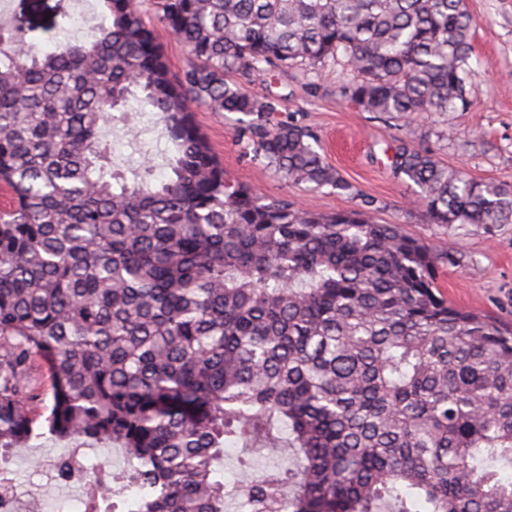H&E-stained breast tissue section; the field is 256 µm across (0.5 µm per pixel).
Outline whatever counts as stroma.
I'll list each match as a JSON object with an SVG mask.
<instances>
[{
    "label": "stroma",
    "instance_id": "35a3bbf8",
    "mask_svg": "<svg viewBox=\"0 0 512 512\" xmlns=\"http://www.w3.org/2000/svg\"><path fill=\"white\" fill-rule=\"evenodd\" d=\"M15 24L27 39L47 51L57 43L62 26L58 0H8ZM474 19L472 65L466 108L436 112L412 122L394 115L366 112L340 92V68L329 62L318 69L296 66L252 78L250 90L273 96L277 116L310 129L320 140L328 164L364 196L376 199L374 219L398 224L410 236L447 247L452 259L441 266L439 284L456 306L512 327V224H433L416 205L417 188L397 177L391 168V149L407 140L428 151L440 164L477 180L512 185V0H467ZM195 120L231 180L251 185L271 198L288 197L302 208L329 212L350 207L351 199L329 190L309 191L289 184L244 155L235 141V115L198 110ZM149 134H142L143 125ZM107 141L126 137L134 144L112 163L134 179L143 161H151L156 178H164L173 153L156 112L130 101L121 121L107 125ZM82 438L58 439L44 421L34 425L31 440L17 449L8 467L25 489L40 483V469L68 448H84ZM248 457L253 474L278 466L267 452L244 455L241 444L224 447L217 479L240 481L241 457Z\"/></svg>",
    "mask_w": 512,
    "mask_h": 512
}]
</instances>
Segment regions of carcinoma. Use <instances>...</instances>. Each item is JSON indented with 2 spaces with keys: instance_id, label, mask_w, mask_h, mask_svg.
<instances>
[{
  "instance_id": "obj_1",
  "label": "carcinoma",
  "mask_w": 512,
  "mask_h": 512,
  "mask_svg": "<svg viewBox=\"0 0 512 512\" xmlns=\"http://www.w3.org/2000/svg\"><path fill=\"white\" fill-rule=\"evenodd\" d=\"M51 52L0 26V460L26 443L31 369L63 438L123 449L92 512H512V331L448 303L450 251L380 224L275 99L234 76L332 60L342 93L407 121L467 104L466 0H156L192 61L171 72L131 0ZM174 145L170 175L129 183L101 135L130 97ZM240 115L253 159L360 202L316 212L225 177L194 117ZM393 172L433 224H511L512 186L410 141ZM292 460L246 487L224 444ZM242 445L240 443L228 442L224 446V461L221 466L217 467V472L214 474L216 479L228 481L233 484L234 481L241 480L240 459L244 456Z\"/></svg>"
}]
</instances>
